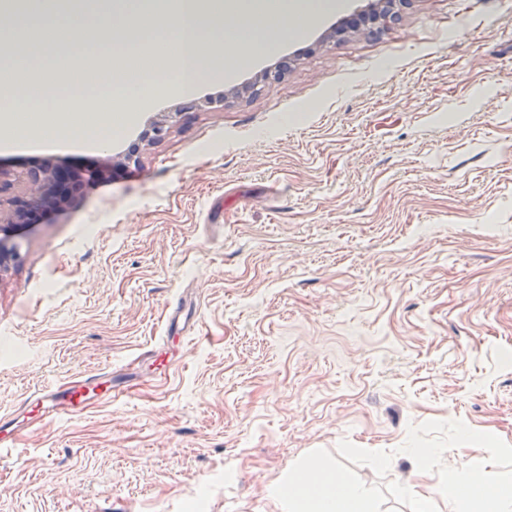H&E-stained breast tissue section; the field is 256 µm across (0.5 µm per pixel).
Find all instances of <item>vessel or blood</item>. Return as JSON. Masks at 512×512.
<instances>
[{
    "label": "vessel or blood",
    "instance_id": "1",
    "mask_svg": "<svg viewBox=\"0 0 512 512\" xmlns=\"http://www.w3.org/2000/svg\"><path fill=\"white\" fill-rule=\"evenodd\" d=\"M131 379L116 380L111 371L78 375L60 388H47L36 397L34 413L37 420H52L61 415L86 409L95 396L106 398L126 393L133 389Z\"/></svg>",
    "mask_w": 512,
    "mask_h": 512
}]
</instances>
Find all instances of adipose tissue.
<instances>
[{
    "label": "adipose tissue",
    "instance_id": "adipose-tissue-1",
    "mask_svg": "<svg viewBox=\"0 0 512 512\" xmlns=\"http://www.w3.org/2000/svg\"><path fill=\"white\" fill-rule=\"evenodd\" d=\"M24 11L0 72L32 71L37 78L0 106V146L6 148L35 142L106 147L119 129L99 111L101 99H120L128 116H135L157 94H191L277 53L322 16L305 0H169L161 18L142 0H129L125 12L92 17L62 13L58 0H25ZM137 30L148 34L151 56H142ZM60 46L78 48L86 69L97 74L94 84L49 93ZM113 56L140 59L139 80L115 79L102 65ZM270 492L288 512H366L369 497L344 472L320 463L295 470ZM445 500L448 512H512V483L486 485L464 456L448 479Z\"/></svg>",
    "mask_w": 512,
    "mask_h": 512
}]
</instances>
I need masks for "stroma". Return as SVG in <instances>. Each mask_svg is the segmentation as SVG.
<instances>
[{"label": "stroma", "instance_id": "35a3bbf8", "mask_svg": "<svg viewBox=\"0 0 512 512\" xmlns=\"http://www.w3.org/2000/svg\"><path fill=\"white\" fill-rule=\"evenodd\" d=\"M361 7L157 95L108 148L0 154L2 213L21 168L80 182L0 226L22 255L0 268V415L21 427L0 512H287L269 487L314 460L369 512H412L403 485L439 494L485 440L506 450L486 483L512 482V0H412L331 37ZM106 367L136 388L30 424L39 389Z\"/></svg>", "mask_w": 512, "mask_h": 512}]
</instances>
